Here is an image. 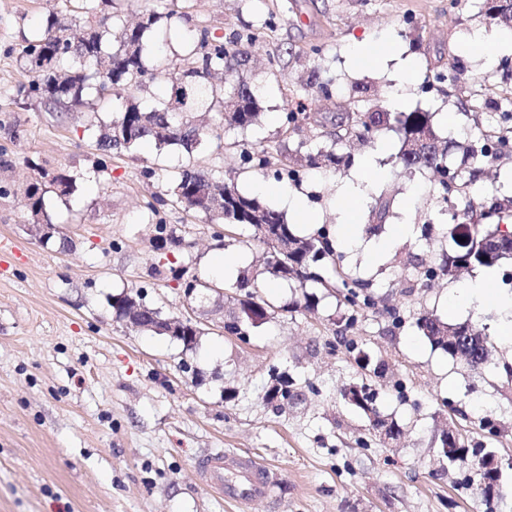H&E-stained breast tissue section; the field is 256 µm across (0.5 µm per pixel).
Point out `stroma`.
Returning <instances> with one entry per match:
<instances>
[{
  "mask_svg": "<svg viewBox=\"0 0 512 512\" xmlns=\"http://www.w3.org/2000/svg\"><path fill=\"white\" fill-rule=\"evenodd\" d=\"M484 0H187V18L171 16L170 0H111L106 12L131 20L143 10L161 15L169 71L183 67L185 32L246 34L270 20V38L250 48L228 74L230 83L260 85L258 125L242 134L225 129L199 149L209 168L235 172L241 190L274 183L268 203L285 210L284 192H303L315 221L341 237L338 189L360 159L389 151L386 169L359 208L357 247L337 246V263L369 282L378 313L346 325L349 310L335 293H321L311 312L288 311L301 293L262 277L265 246L247 249V229L222 232L199 215L167 203L146 208L164 193L187 154L155 145L117 156L100 149L92 125L111 120L120 98L88 97L64 120L37 99L20 98L26 38L50 14L65 16L62 0H0V512H512V343L496 330L493 301L452 311L450 297L473 278L421 281L452 250V218L441 216L429 177L405 173L394 158L398 135L382 126L374 140L342 143L354 112L433 113L447 139L478 138L491 118L476 84L512 87V51L493 64L465 47L487 26ZM392 39L417 58L421 70L402 106L390 98L391 64L353 60L357 45ZM329 83L330 95L311 88ZM297 120L284 126L285 113ZM335 144L344 163L330 172L297 165V177L246 168L242 150L305 154ZM152 176H144V169ZM66 174L69 196L50 178ZM45 191L56 234L40 241L24 191L34 180ZM391 201L384 222L373 211ZM409 236L388 239L400 220ZM182 240L160 246V230ZM387 241L379 261L366 245ZM238 253V275L256 278L261 295L279 310L250 328L248 342L224 333L223 312L239 292L219 288L186 301L179 279L202 277L212 256ZM139 290L146 304L169 317L191 315L204 334L183 350L167 336L117 320L110 301ZM470 322L493 350L479 370L434 348L416 327L420 315ZM295 381L298 400L269 401L274 372ZM367 383L384 417L403 429L400 440L373 430L370 420L341 397L343 387ZM467 448L495 452L500 477L492 496L469 483L470 463L438 453L448 427ZM233 448L265 466L281 485L279 498L244 504L221 500L195 476L196 460Z\"/></svg>",
  "mask_w": 512,
  "mask_h": 512,
  "instance_id": "obj_1",
  "label": "stroma"
}]
</instances>
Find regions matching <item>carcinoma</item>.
<instances>
[{"mask_svg": "<svg viewBox=\"0 0 512 512\" xmlns=\"http://www.w3.org/2000/svg\"><path fill=\"white\" fill-rule=\"evenodd\" d=\"M489 26L512 28V7L492 6L487 13ZM160 16L154 11L145 20L135 24L116 21L112 28L118 33L112 35L115 44L112 49L105 45V33L109 29L90 28L82 32L71 28L52 15L46 26L26 40L24 62L32 80L27 87H21L18 94L40 99L53 98L65 105L69 113L81 105L87 92L93 91L100 98L112 97L114 90H139L154 79V73L147 68L144 57L155 52L151 34ZM244 51L238 41L225 42L211 38L207 30L199 36L189 37L185 42L186 68L177 76L169 78L167 99L150 110L139 104L127 102L125 107L108 123H101L97 133V144L105 151L132 153L139 145L150 141L159 150L174 148L193 154L202 141L213 134V123L199 118L188 108L194 101L205 98L215 108L220 120L228 125L248 131L257 125L260 118V92L244 82L232 85L223 91L215 80L229 71L233 65L243 61ZM356 135L371 137L385 122L382 112L355 113L352 118ZM397 132L401 146L397 153L398 163L411 175L430 174L437 181L436 189L448 186L449 151L462 155V160L480 155L485 167L492 170L490 180L495 191L505 189L499 181L501 166L498 161L504 150L491 149L483 143L475 149L473 141L466 137L452 143L443 142L436 133L433 115L430 112H400L396 117ZM245 160L260 169L276 168L277 177L292 176L289 154L276 156L261 150L246 155ZM307 162L316 168L336 166V149L316 147V153L308 154ZM478 170L473 169L469 180L458 185L456 195L457 214L461 221L457 227L466 230L465 241L454 240L455 248L443 255L436 268L420 272L425 279L438 276L455 277L458 272L475 265L495 268L505 260L512 259V239L504 238L493 251L485 249L483 242L496 238L500 227L512 232V196L495 198L493 205L486 209L475 201L464 188L477 181ZM171 202L187 212L205 215L211 224L250 227L255 235L240 240L249 248L254 242L272 246L271 239L256 234L261 227L278 239L288 243V255L279 259L267 257L265 273L269 276L295 284L302 290L303 307L310 310L317 307L319 297L314 289H347L343 295L344 305L352 309L349 321L357 320L361 312L376 306L374 297L366 291L368 284L349 276L336 265V242L326 233L309 236L301 235L295 225L286 221L283 212L267 204L261 197L243 192L234 181L226 182L215 172L206 169L196 160L171 175L169 183ZM45 191L35 181L27 188L30 211L34 216L45 211ZM250 281L236 280V289L244 292L238 300L237 311L224 322V330L240 336L248 335V329L262 323L275 309L270 302L249 290ZM142 298L141 292H122L112 296V310L119 319H124L135 328L161 333L164 318L160 308L143 307L140 312L131 311L126 305L129 296ZM417 329L435 347L457 356L455 347L443 340L445 336H465L471 332L476 336L482 331L469 323L444 322L435 316H422L416 322Z\"/></svg>", "mask_w": 512, "mask_h": 512, "instance_id": "1", "label": "carcinoma"}]
</instances>
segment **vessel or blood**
I'll list each match as a JSON object with an SVG mask.
<instances>
[{"label":"vessel or blood","mask_w":512,"mask_h":512,"mask_svg":"<svg viewBox=\"0 0 512 512\" xmlns=\"http://www.w3.org/2000/svg\"><path fill=\"white\" fill-rule=\"evenodd\" d=\"M196 467L214 491L238 503L270 496L274 484L259 463L230 450L217 449L200 457Z\"/></svg>","instance_id":"vessel-or-blood-1"}]
</instances>
